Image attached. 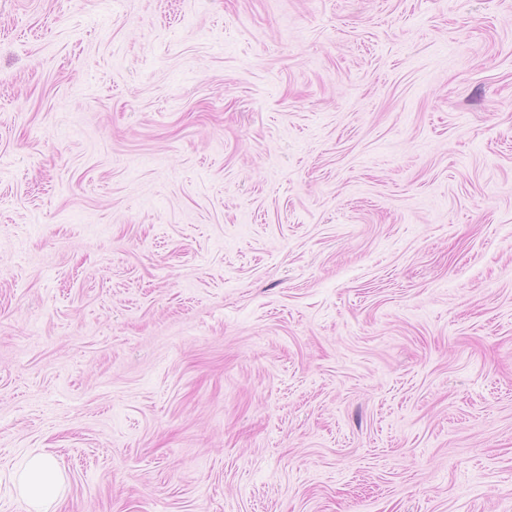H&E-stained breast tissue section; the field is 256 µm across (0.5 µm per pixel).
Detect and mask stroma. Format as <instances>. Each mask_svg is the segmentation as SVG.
<instances>
[{"instance_id":"stroma-1","label":"stroma","mask_w":512,"mask_h":512,"mask_svg":"<svg viewBox=\"0 0 512 512\" xmlns=\"http://www.w3.org/2000/svg\"><path fill=\"white\" fill-rule=\"evenodd\" d=\"M57 512H512V0H0V474ZM12 482L28 512H49L63 491L64 480L59 467L49 457L32 454L15 471Z\"/></svg>"}]
</instances>
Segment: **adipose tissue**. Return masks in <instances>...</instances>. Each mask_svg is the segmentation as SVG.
<instances>
[{
	"mask_svg": "<svg viewBox=\"0 0 512 512\" xmlns=\"http://www.w3.org/2000/svg\"><path fill=\"white\" fill-rule=\"evenodd\" d=\"M12 482L27 512H51L63 491L64 480L59 467L49 457L32 454L15 471Z\"/></svg>",
	"mask_w": 512,
	"mask_h": 512,
	"instance_id": "obj_1",
	"label": "adipose tissue"
}]
</instances>
